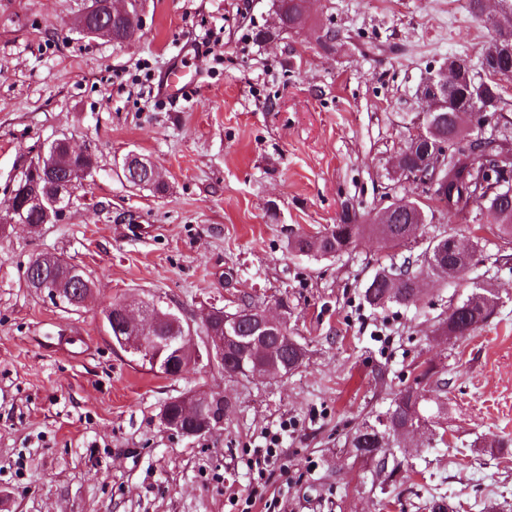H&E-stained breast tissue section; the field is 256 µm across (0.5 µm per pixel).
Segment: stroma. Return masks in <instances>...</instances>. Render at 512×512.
<instances>
[{"label":"stroma","instance_id":"obj_1","mask_svg":"<svg viewBox=\"0 0 512 512\" xmlns=\"http://www.w3.org/2000/svg\"><path fill=\"white\" fill-rule=\"evenodd\" d=\"M89 4L0 0V203L61 135L97 161L58 223L10 226L0 206V512H431L439 497L456 512H512V446L496 445L512 437V245L495 225L436 211L427 232L480 239L510 263L429 276L416 306L383 309L362 292L403 251L368 232L335 258L288 248L343 210L369 224L393 198L425 199L392 179V162L428 72L479 62L489 31L467 0H311L295 32L279 31L272 0H136L126 43L77 31ZM324 25L335 51L317 42ZM206 32L215 44L190 61L194 99L159 98V75ZM130 152L155 163L163 192L122 180ZM43 252L91 273L81 311L27 288ZM477 286L500 308L473 335H448L449 304ZM143 298L189 322L246 303L274 315L287 301L305 362L274 379L141 368L102 311ZM423 363L435 431L411 441L400 473L377 475L346 442ZM198 389L231 400L223 428L169 432L164 404ZM274 432L278 455L258 471L254 450Z\"/></svg>","mask_w":512,"mask_h":512}]
</instances>
